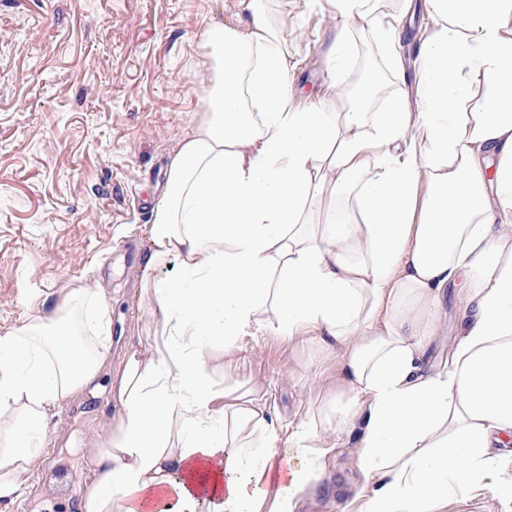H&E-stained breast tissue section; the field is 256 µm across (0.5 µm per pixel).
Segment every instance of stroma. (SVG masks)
Wrapping results in <instances>:
<instances>
[{
    "label": "stroma",
    "mask_w": 512,
    "mask_h": 512,
    "mask_svg": "<svg viewBox=\"0 0 512 512\" xmlns=\"http://www.w3.org/2000/svg\"><path fill=\"white\" fill-rule=\"evenodd\" d=\"M288 41L296 101L329 79L325 54L336 21L327 0H269ZM249 25L240 0H0V329L54 312L66 279H81L112 320L111 369L148 345L156 304L149 268L153 205L168 158L204 109L208 25ZM355 63L371 59L383 99L413 95L388 78L373 35L354 26ZM232 373L265 387L281 438L323 397L336 368L316 341L287 340L270 322L252 326ZM119 404L82 392L54 407L55 442L44 464L84 473L96 432ZM355 450L331 455L297 512H345L364 484Z\"/></svg>",
    "instance_id": "obj_1"
}]
</instances>
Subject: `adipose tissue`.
<instances>
[{"label": "adipose tissue", "instance_id": "obj_1", "mask_svg": "<svg viewBox=\"0 0 512 512\" xmlns=\"http://www.w3.org/2000/svg\"><path fill=\"white\" fill-rule=\"evenodd\" d=\"M329 80L299 107L288 42L267 0L247 31H205L206 110L178 142L153 206L146 285L160 342L112 378L121 406L95 450L85 512H295L349 436L370 492L354 512H440L491 488L512 512V0H425L417 102L383 111L348 92L350 26L369 28L405 79L396 19L333 0ZM56 317L0 332V498L43 461L52 408L94 388L111 325L64 281ZM466 303L454 332L449 295ZM338 353L325 399L287 447L257 385L209 381L251 325ZM209 364V377L211 383L216 389H223L224 387V366L219 362L224 361V343L216 342L210 347Z\"/></svg>", "mask_w": 512, "mask_h": 512}]
</instances>
